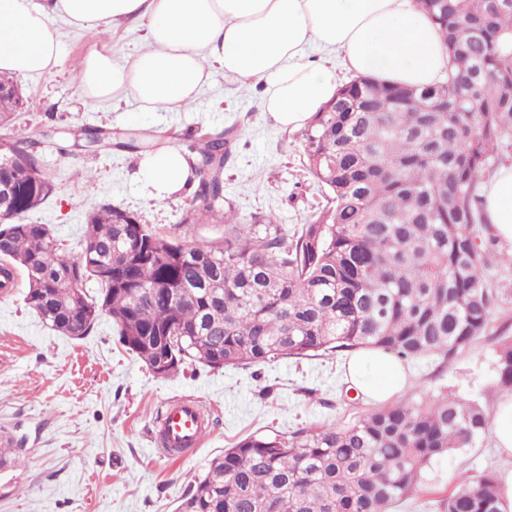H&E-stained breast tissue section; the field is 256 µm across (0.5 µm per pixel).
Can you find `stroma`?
<instances>
[{
    "label": "stroma",
    "instance_id": "35a3bbf8",
    "mask_svg": "<svg viewBox=\"0 0 512 512\" xmlns=\"http://www.w3.org/2000/svg\"><path fill=\"white\" fill-rule=\"evenodd\" d=\"M61 65L50 78H22L25 99L11 140L48 132L43 170L54 194L23 217L50 225L68 250H76L88 212L103 203L134 214L141 223L185 243L224 242V214L240 223L272 216L288 232L312 222L329 194L308 172L299 131L274 129L261 110V90L237 86L216 74L195 103L173 112H143L136 102L113 108L83 98L76 67L103 49L134 58L145 47L143 27L105 25L88 33L60 24ZM130 131L160 146L190 152L202 130L226 132L229 153L224 199L214 216L184 223L187 195L153 197L136 176L140 150L74 146L83 128ZM512 246L497 243L485 254L490 287L502 289L495 322L512 317ZM25 282L0 291V431L23 442L21 466L0 470V512H174L195 477L224 449L251 434L291 435L321 425H346L371 411L363 399L347 400L343 366L349 352L214 369L188 363L174 376H155L119 343L110 315L90 336L72 340L45 327L25 306ZM495 331L458 355L447 369L432 358L409 362L411 387L403 401L423 393L451 392L494 410ZM191 397L209 427L201 444L170 457L153 448L150 433L162 404ZM505 465L491 437L433 462L422 488L391 512H441L440 501L474 471Z\"/></svg>",
    "mask_w": 512,
    "mask_h": 512
}]
</instances>
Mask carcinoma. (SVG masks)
Instances as JSON below:
<instances>
[{
  "mask_svg": "<svg viewBox=\"0 0 512 512\" xmlns=\"http://www.w3.org/2000/svg\"><path fill=\"white\" fill-rule=\"evenodd\" d=\"M439 27L448 80L425 88L372 78L342 84L335 107L302 131L309 173L329 206L293 236L269 217L224 214V244L183 243L103 204L78 250L48 224L19 218L55 185L37 169L44 141H18L0 169V289L26 283L25 304L50 329L82 340L101 313L120 343L161 378L188 361L221 369L378 347L442 368L485 335L497 292L473 227L486 223L477 185L512 149V0H418ZM0 125L20 103L0 78ZM137 137L106 132L128 148ZM224 133L197 139L198 186L183 223L223 199ZM97 284L93 295L83 288ZM182 334L172 339V330ZM496 386L512 392V323L498 331ZM481 404L444 391L379 407L347 425L291 437L249 435L214 457L176 512H389L413 497L433 461L488 432ZM443 512H500L493 472L458 484Z\"/></svg>",
  "mask_w": 512,
  "mask_h": 512,
  "instance_id": "1",
  "label": "carcinoma"
}]
</instances>
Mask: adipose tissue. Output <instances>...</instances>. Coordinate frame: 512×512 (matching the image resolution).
Listing matches in <instances>:
<instances>
[{"label": "adipose tissue", "mask_w": 512, "mask_h": 512, "mask_svg": "<svg viewBox=\"0 0 512 512\" xmlns=\"http://www.w3.org/2000/svg\"><path fill=\"white\" fill-rule=\"evenodd\" d=\"M55 17L86 31L121 21L144 26L148 50L130 61L90 53L77 82L83 97L102 104L131 98L150 112L187 107L219 68L234 82L262 86L274 128L302 127L337 87V66L313 59L315 46L336 52L348 71L391 85L448 78L439 33L417 0H0V73H56ZM137 176L155 198L168 199L188 187L192 168L184 152L166 147L143 153ZM481 197L495 236L512 244V163L483 182ZM346 376L374 404L411 384L404 362L375 348L353 352Z\"/></svg>", "instance_id": "1"}]
</instances>
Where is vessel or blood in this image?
<instances>
[{
	"mask_svg": "<svg viewBox=\"0 0 512 512\" xmlns=\"http://www.w3.org/2000/svg\"><path fill=\"white\" fill-rule=\"evenodd\" d=\"M158 424L162 452L178 455L198 446L205 432L206 416L197 400L184 397L167 403Z\"/></svg>",
	"mask_w": 512,
	"mask_h": 512,
	"instance_id": "obj_1",
	"label": "vessel or blood"
}]
</instances>
